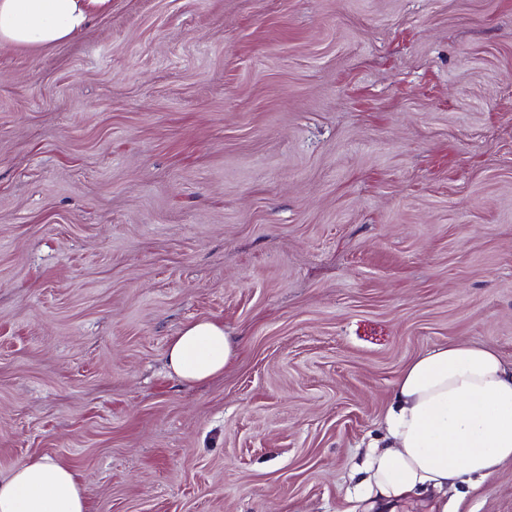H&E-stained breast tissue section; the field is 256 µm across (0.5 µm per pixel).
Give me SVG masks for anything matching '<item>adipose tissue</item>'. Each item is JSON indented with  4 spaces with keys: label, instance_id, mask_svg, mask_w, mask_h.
I'll return each mask as SVG.
<instances>
[{
    "label": "adipose tissue",
    "instance_id": "1",
    "mask_svg": "<svg viewBox=\"0 0 512 512\" xmlns=\"http://www.w3.org/2000/svg\"><path fill=\"white\" fill-rule=\"evenodd\" d=\"M111 0H0V46L36 49L83 32ZM236 358L221 323L199 320L170 342L168 367L182 381L220 374ZM385 434L370 444L359 499L367 512H395L420 491L448 512L446 496L463 477L487 478L512 462V366L488 346L451 342L411 360L394 383ZM0 512H88L77 472L29 458L0 478Z\"/></svg>",
    "mask_w": 512,
    "mask_h": 512
}]
</instances>
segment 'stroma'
I'll return each instance as SVG.
<instances>
[{
	"mask_svg": "<svg viewBox=\"0 0 512 512\" xmlns=\"http://www.w3.org/2000/svg\"><path fill=\"white\" fill-rule=\"evenodd\" d=\"M238 345L188 384L165 352ZM512 364V0H112L0 49V475L89 512H363L418 354ZM512 512V463L448 491ZM236 347L224 332V325L212 320H199L183 328L170 342L166 360L168 367L188 383L211 379L224 373L236 358ZM0 512H89L84 488L70 466L28 458L0 478Z\"/></svg>",
	"mask_w": 512,
	"mask_h": 512,
	"instance_id": "stroma-1",
	"label": "stroma"
}]
</instances>
